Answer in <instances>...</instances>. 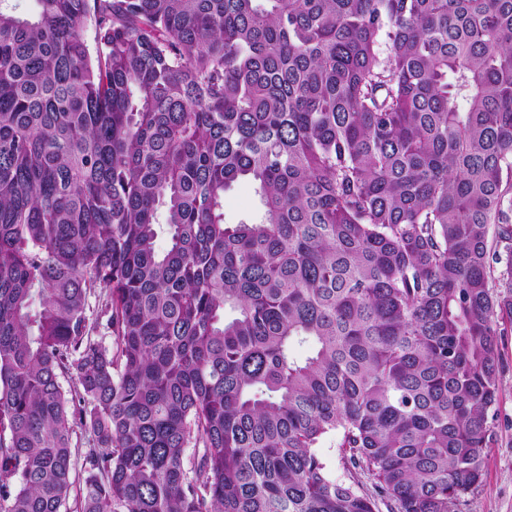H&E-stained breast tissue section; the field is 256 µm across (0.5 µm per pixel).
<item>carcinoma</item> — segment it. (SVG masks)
<instances>
[{"label":"carcinoma","instance_id":"1","mask_svg":"<svg viewBox=\"0 0 512 512\" xmlns=\"http://www.w3.org/2000/svg\"><path fill=\"white\" fill-rule=\"evenodd\" d=\"M34 2L0 0V512H61L78 429L76 512H454L512 325V0ZM259 207L252 185L244 180L238 181L224 195V222L238 224L255 214ZM339 436L336 434H330L321 440L318 451L322 455L323 459L327 463L333 476L338 479L346 480L351 482L354 479L347 474L340 462H339Z\"/></svg>","mask_w":512,"mask_h":512}]
</instances>
